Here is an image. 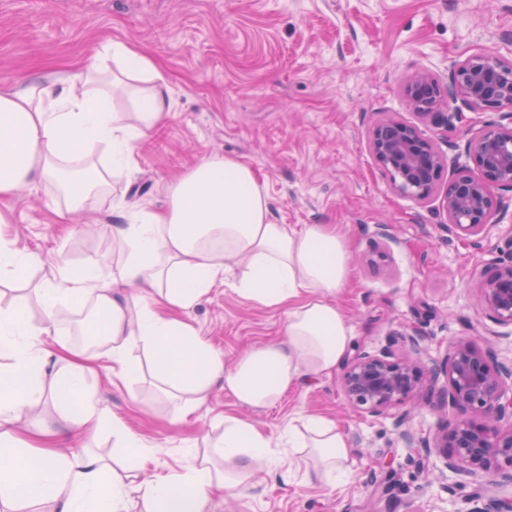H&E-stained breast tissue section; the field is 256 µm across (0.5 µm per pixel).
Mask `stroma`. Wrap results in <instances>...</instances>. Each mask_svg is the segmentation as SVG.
<instances>
[{
	"instance_id": "35a3bbf8",
	"label": "stroma",
	"mask_w": 512,
	"mask_h": 512,
	"mask_svg": "<svg viewBox=\"0 0 512 512\" xmlns=\"http://www.w3.org/2000/svg\"><path fill=\"white\" fill-rule=\"evenodd\" d=\"M110 40L160 63L172 112L142 141L134 171L112 177L107 195L90 199L70 223H55L50 187L20 188L8 223L0 224L18 249L77 267L111 263L118 256L113 198L162 207L172 181L220 154L250 165L276 223L332 224L351 238L353 281L339 302L354 327V351L398 353L402 335L414 332L429 367L444 363L463 337L512 363V338L499 335L470 281L512 239V209L485 238L451 234L440 199L420 203L396 192L367 144L373 123L393 115L440 151L463 145L460 133L408 110L402 88L422 69L447 80L449 62L470 54L512 59V0H0V89L86 67ZM48 273L30 268L0 301H24L30 322L40 324L35 289ZM186 319L232 360L281 339L285 314L220 284ZM89 346L100 356L99 407L153 451L140 482L182 470L190 449L220 437L229 414L273 435L298 414H320L350 438V485L309 486L297 475L287 482L277 468L259 489L225 498L217 512H473L489 497L512 499V486H492L480 472L457 484L439 458L426 457L422 441L452 421V408L424 405L408 419L399 408L373 416L349 406L334 375L303 383L265 409L240 406L219 384L180 418L154 387L142 349L130 350L132 370L119 378L109 343ZM21 421L66 436L74 448L115 452L110 424L93 438L71 433L49 389ZM407 432L416 446L404 440Z\"/></svg>"
}]
</instances>
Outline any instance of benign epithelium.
I'll use <instances>...</instances> for the list:
<instances>
[{
    "label": "benign epithelium",
    "mask_w": 512,
    "mask_h": 512,
    "mask_svg": "<svg viewBox=\"0 0 512 512\" xmlns=\"http://www.w3.org/2000/svg\"><path fill=\"white\" fill-rule=\"evenodd\" d=\"M406 107L443 127L461 130L463 151L448 159L434 141L416 126L394 117L382 118L368 131L370 153L394 189L417 202L434 198L442 173L452 176L442 200L448 232L485 237L500 223L512 193V60L494 54H474L451 61L449 82L431 72L413 75L404 87ZM502 112V122L476 124L468 112ZM508 252L488 266L474 270L472 279L489 320L512 335V237ZM412 352H359L342 367L340 386L350 405L377 416L407 406L404 416L420 407V399L434 392L458 416L434 437L426 452L442 460L457 483L483 472L495 485L512 483V366L472 339L452 347L443 368L419 361V342L411 336ZM448 386L436 391L440 373ZM511 422L509 427L503 421Z\"/></svg>",
    "instance_id": "1"
}]
</instances>
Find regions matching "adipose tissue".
<instances>
[{
  "label": "adipose tissue",
  "mask_w": 512,
  "mask_h": 512,
  "mask_svg": "<svg viewBox=\"0 0 512 512\" xmlns=\"http://www.w3.org/2000/svg\"><path fill=\"white\" fill-rule=\"evenodd\" d=\"M95 60L99 71L32 79L0 92V201L43 182L65 200L56 215L66 220L107 190L112 173L133 169L140 141L171 110L167 79L152 58L126 43L102 44ZM117 94L126 95L128 111H114ZM101 148L110 167L93 161ZM114 208L120 259L110 267L74 268L21 252L0 237V281L22 277L34 265L49 268L38 290L39 328L30 327L25 303L0 306V356L14 360L10 372L0 374V512H131L134 489L143 512H215L217 495L256 489L262 473L281 465L283 448L292 456L308 448L318 456L304 483L345 487L350 439L316 414H300L276 437L225 416L215 444L223 469L205 458L142 486L136 480L150 451L121 422H113L112 431L131 464L120 469L90 449L68 448L49 430L12 436L11 426L39 403L47 384L79 430L94 432L104 420L90 390L95 356L74 353L68 370L58 371L53 352L37 340L75 303L103 312L112 361L121 371L130 368L132 347L151 352L159 389L179 394L180 416L219 382L243 406H272L301 380L330 377L351 350L353 327L338 302L352 275L348 238L326 224L275 223L248 164L214 155L170 184L163 209L124 200ZM224 281L245 301L285 310L281 340L227 361L198 336L185 315ZM129 288L150 292V300L132 304Z\"/></svg>",
  "instance_id": "1"
}]
</instances>
